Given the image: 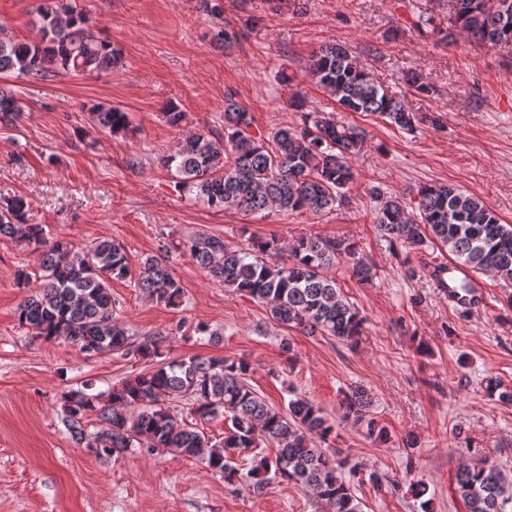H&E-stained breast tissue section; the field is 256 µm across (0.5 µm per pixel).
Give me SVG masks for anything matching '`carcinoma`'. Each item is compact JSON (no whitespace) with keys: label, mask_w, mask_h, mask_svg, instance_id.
Here are the masks:
<instances>
[{"label":"carcinoma","mask_w":512,"mask_h":512,"mask_svg":"<svg viewBox=\"0 0 512 512\" xmlns=\"http://www.w3.org/2000/svg\"><path fill=\"white\" fill-rule=\"evenodd\" d=\"M450 17L424 11L421 20L449 28L470 40L512 52V0H450ZM41 38L34 43L0 39V73L43 78L50 69L81 75L109 72L119 63L116 49L98 37L79 13H64L59 0H44L39 12ZM306 69L312 82L347 112L378 115L413 133L438 117H421L378 84L366 67L341 44L315 52ZM23 106L0 88V124L12 125ZM102 130H129L128 113L115 106L91 111ZM248 108L229 97L224 103V134L186 130L175 153L162 159L174 171L179 192L208 208L233 207L245 214L263 212L327 214L346 204L355 180L353 161L365 148L363 129L339 122L332 112H308L303 127H285L269 140L252 134ZM417 213L406 195L378 199L375 223L393 244L421 250L432 244L474 273H494L512 287V225L504 224L479 197L447 183L416 189ZM30 204L21 196L0 197V240L25 243L38 254V292L17 307L19 325L36 338H57L88 357L120 354L159 356L157 338L132 341L112 306L111 282L128 280L160 305L182 303L183 288L164 256L147 255L132 263L125 246L112 238L96 239L78 252L63 240L46 245L44 228L30 222ZM184 251L229 292L261 303L275 324L311 336H329L355 344L364 317L341 292L330 269L346 263L359 284H370L375 266L359 256L346 238L302 236L282 246L276 237L256 238L248 247L233 246L217 235L198 234ZM250 364L222 357H194L156 365L111 390L97 391L91 380L63 393L62 422L79 445L99 457L131 448L165 450L207 463L235 483L233 458L251 454L247 471L260 493L280 478L316 491L329 512H362L344 470L357 471L321 447L334 430L321 407L303 396L276 407L248 382ZM190 401L202 418L224 417V437L214 440L187 427L171 411ZM368 392L357 386L345 394L342 417L366 428L374 443L389 440L387 427L371 414ZM95 417V430L87 429ZM275 452L267 454L265 449ZM455 492L467 512H512V477L487 459L461 468Z\"/></svg>","instance_id":"carcinoma-1"}]
</instances>
